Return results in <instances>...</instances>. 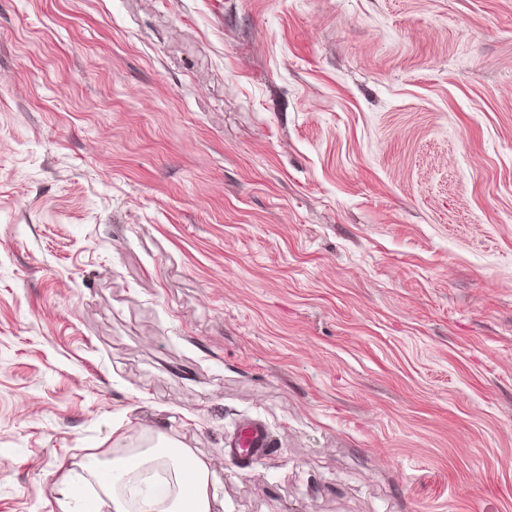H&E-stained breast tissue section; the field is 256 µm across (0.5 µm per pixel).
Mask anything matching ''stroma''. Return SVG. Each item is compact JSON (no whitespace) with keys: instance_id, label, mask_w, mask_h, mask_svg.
I'll list each match as a JSON object with an SVG mask.
<instances>
[{"instance_id":"1","label":"stroma","mask_w":512,"mask_h":512,"mask_svg":"<svg viewBox=\"0 0 512 512\" xmlns=\"http://www.w3.org/2000/svg\"><path fill=\"white\" fill-rule=\"evenodd\" d=\"M160 444L512 512V0H0V512ZM271 448L268 431L261 424L252 422L243 425L238 435L227 444L224 456L251 461L268 456Z\"/></svg>"}]
</instances>
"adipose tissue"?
Wrapping results in <instances>:
<instances>
[{"instance_id":"adipose-tissue-1","label":"adipose tissue","mask_w":512,"mask_h":512,"mask_svg":"<svg viewBox=\"0 0 512 512\" xmlns=\"http://www.w3.org/2000/svg\"><path fill=\"white\" fill-rule=\"evenodd\" d=\"M215 479L210 461L190 448H145L113 458L108 468L91 456L66 474L57 503L60 512H100L107 496L112 512H212ZM91 481L101 496L83 494Z\"/></svg>"}]
</instances>
